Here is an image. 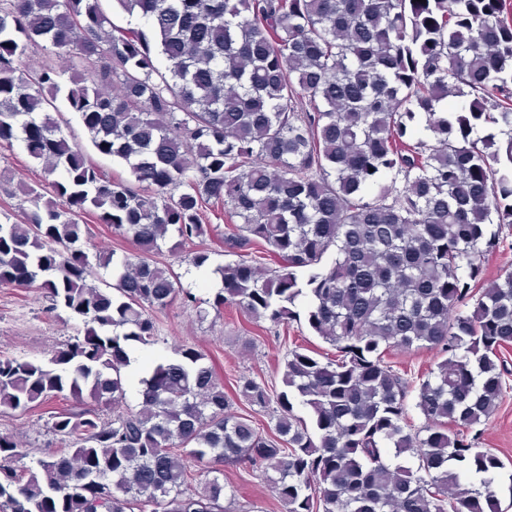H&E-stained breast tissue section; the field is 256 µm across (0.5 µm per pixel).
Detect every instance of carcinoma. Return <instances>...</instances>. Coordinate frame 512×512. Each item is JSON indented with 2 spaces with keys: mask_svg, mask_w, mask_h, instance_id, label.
I'll use <instances>...</instances> for the list:
<instances>
[{
  "mask_svg": "<svg viewBox=\"0 0 512 512\" xmlns=\"http://www.w3.org/2000/svg\"><path fill=\"white\" fill-rule=\"evenodd\" d=\"M115 2L140 26L113 28L103 0H0V146L21 143L55 194L10 192L23 220L0 222V285L38 282L83 324L40 361L0 358V413L73 401L50 427L67 448L34 469L12 467L27 454L0 436V512H226V466L262 471L283 512H503L504 462L450 427L490 418L507 390L512 271L454 310L499 246L488 225L512 224V0ZM35 49L68 55L69 80L26 68ZM60 97L129 179L68 141ZM215 206L237 260L212 269L210 307L284 325L305 295L336 358L296 348L282 391L242 375L228 394L182 344L120 411L129 349L155 344L157 312L194 302L157 256L208 265ZM87 217L136 252L89 254ZM391 349L444 355L417 388L416 430ZM234 397L272 411V433ZM193 462L206 479L189 494Z\"/></svg>",
  "mask_w": 512,
  "mask_h": 512,
  "instance_id": "carcinoma-1",
  "label": "carcinoma"
}]
</instances>
